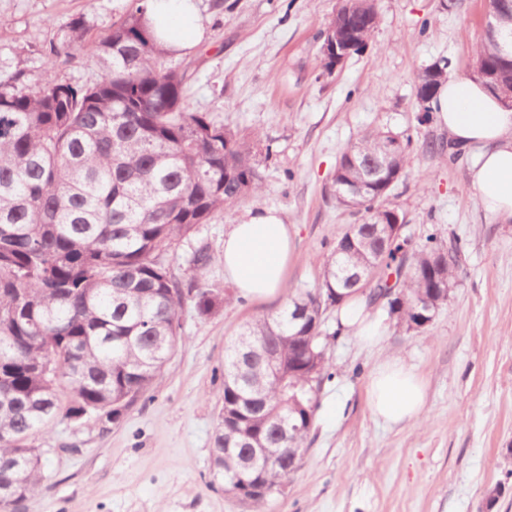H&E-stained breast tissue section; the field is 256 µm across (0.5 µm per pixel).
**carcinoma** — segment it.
<instances>
[{
    "label": "carcinoma",
    "mask_w": 512,
    "mask_h": 512,
    "mask_svg": "<svg viewBox=\"0 0 512 512\" xmlns=\"http://www.w3.org/2000/svg\"><path fill=\"white\" fill-rule=\"evenodd\" d=\"M490 6L497 27L476 47L474 71L509 87L512 0ZM347 22L366 44L378 23L375 0H344L326 29ZM77 53L96 61V81L59 76ZM168 54L148 0H131L95 38L84 17L74 18L68 41L50 45L38 85L20 69L0 80V512H20L48 487L42 453L30 443L35 433L78 411L118 421L182 343L184 307L209 317L238 300L206 281L209 246L192 248L178 268L170 256L200 225L260 193L262 177L238 132L187 108L185 74L165 66ZM447 80L445 69L417 75L419 122L430 120ZM409 145L378 130L342 151L330 197L363 215L357 233L369 246L342 253L343 232L317 287L247 324L225 347L212 455L224 492L253 512L301 467L317 394L334 377L328 346L343 327L327 332L324 315L361 291L367 305L420 328L455 286L460 244L386 233L397 214L387 205L388 180L406 173ZM369 269L377 275L362 291L352 275ZM268 348L278 353L277 373L265 362ZM260 448L291 452L270 462ZM240 477L252 491L239 494Z\"/></svg>",
    "instance_id": "obj_1"
}]
</instances>
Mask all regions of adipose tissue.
Masks as SVG:
<instances>
[{"instance_id": "ef3b65f1", "label": "adipose tissue", "mask_w": 512, "mask_h": 512, "mask_svg": "<svg viewBox=\"0 0 512 512\" xmlns=\"http://www.w3.org/2000/svg\"><path fill=\"white\" fill-rule=\"evenodd\" d=\"M151 23L168 48L184 49L204 30L194 0H151ZM436 116L448 142L471 160L469 176L488 212L512 219V110L480 81L451 78L442 87ZM294 253L290 225L272 211L249 215L224 236V274L239 297L266 300L282 287ZM426 393L421 379L398 358L379 363L367 387V406L388 425L418 420Z\"/></svg>"}]
</instances>
